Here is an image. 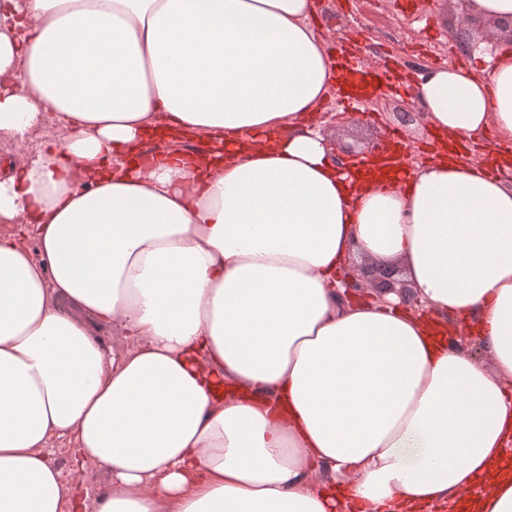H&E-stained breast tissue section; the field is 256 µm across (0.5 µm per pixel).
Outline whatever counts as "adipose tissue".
<instances>
[{
	"mask_svg": "<svg viewBox=\"0 0 512 512\" xmlns=\"http://www.w3.org/2000/svg\"><path fill=\"white\" fill-rule=\"evenodd\" d=\"M314 17L0 0V136L66 133L0 171V512H87L59 439L111 475L96 512H512V185L336 163ZM473 57L416 100L512 145V50ZM363 259L418 310L341 299Z\"/></svg>",
	"mask_w": 512,
	"mask_h": 512,
	"instance_id": "ef3b65f1",
	"label": "adipose tissue"
}]
</instances>
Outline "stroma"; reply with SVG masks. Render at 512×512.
Here are the masks:
<instances>
[{"instance_id":"obj_1","label":"stroma","mask_w":512,"mask_h":512,"mask_svg":"<svg viewBox=\"0 0 512 512\" xmlns=\"http://www.w3.org/2000/svg\"><path fill=\"white\" fill-rule=\"evenodd\" d=\"M426 2L423 12L405 17L397 12L398 0H318L315 22L327 46L358 43L367 69L376 74L387 76L395 72L413 79L427 68L472 65L470 49L449 36L450 31L466 25L461 0ZM417 108L413 95L395 84L352 110L351 122L341 131L327 126L326 114L342 109L337 95H330L322 106L324 115L317 123L325 127L332 152H341L349 145L360 150L394 134L405 140L410 148L409 162L415 165L424 161L436 142V135L427 123L400 122V111ZM48 456L60 469L65 484L81 483L88 506H95L108 491L109 474L100 471L75 474L68 441H55Z\"/></svg>"}]
</instances>
